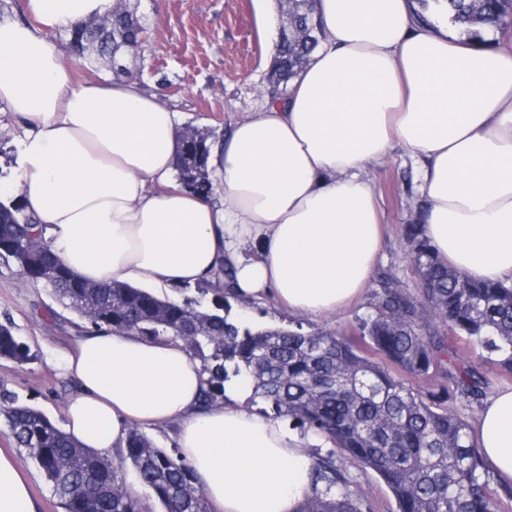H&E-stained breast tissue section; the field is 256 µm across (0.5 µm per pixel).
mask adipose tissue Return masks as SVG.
Instances as JSON below:
<instances>
[{
  "label": "adipose tissue",
  "mask_w": 512,
  "mask_h": 512,
  "mask_svg": "<svg viewBox=\"0 0 512 512\" xmlns=\"http://www.w3.org/2000/svg\"><path fill=\"white\" fill-rule=\"evenodd\" d=\"M0 16V102L19 120L13 180L79 279L163 289L231 262L241 295L330 315L360 297L382 229L364 176L401 145L421 160L419 222L436 254L481 281H512V51L464 44L412 0H316L317 49L285 96L210 143L213 192L184 189L181 120L134 80L75 83L51 33L113 0H27ZM258 243V258L239 254ZM64 370V429L123 447L131 427L173 428L212 512H295L311 493V438L237 401L201 408V366L178 341L79 330ZM478 448L512 482V389L477 413ZM0 512H40L0 451Z\"/></svg>",
  "instance_id": "ef3b65f1"
}]
</instances>
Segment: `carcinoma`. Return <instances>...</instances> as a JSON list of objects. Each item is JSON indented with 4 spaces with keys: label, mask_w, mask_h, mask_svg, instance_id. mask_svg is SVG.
<instances>
[{
    "label": "carcinoma",
    "mask_w": 512,
    "mask_h": 512,
    "mask_svg": "<svg viewBox=\"0 0 512 512\" xmlns=\"http://www.w3.org/2000/svg\"><path fill=\"white\" fill-rule=\"evenodd\" d=\"M448 22L464 41H482L512 25V0H443ZM116 0L108 15L69 34V53L97 67L112 63V35L137 45L141 31ZM314 6L295 0L288 10V36L276 48L280 69L297 74L318 44ZM208 137L183 131L176 158L180 184L210 194ZM403 240L419 278L420 297L379 280L373 313L360 319L357 344L329 330H254L230 318L238 298L234 268L224 263L197 284L199 298L182 302L117 281L86 283L52 251L39 224L14 197L0 201V257L26 268L62 306L93 327L133 332L150 340H179L197 359L202 402L226 397L225 384L250 388L247 407L329 446L313 456V490L296 512H363L347 489L336 456L375 472L388 486L397 512H501L512 502V483L498 481L485 466L468 421L448 408L463 398L479 403L492 385L486 373L459 358L448 337H462L488 354L496 376H512V282L477 281L451 269L433 251L423 226H403ZM210 306L204 307L202 303ZM0 358L23 365L30 346L0 324ZM438 375L425 392L404 377ZM0 416L8 436L24 449L50 483L66 512H210L193 471L175 448H159L139 428L130 429L116 460L76 444L40 410L19 402L0 384ZM131 469L143 497L126 480Z\"/></svg>",
    "instance_id": "obj_1"
}]
</instances>
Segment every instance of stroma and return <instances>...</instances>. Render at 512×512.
I'll use <instances>...</instances> for the list:
<instances>
[{"label":"stroma","instance_id":"35a3bbf8","mask_svg":"<svg viewBox=\"0 0 512 512\" xmlns=\"http://www.w3.org/2000/svg\"><path fill=\"white\" fill-rule=\"evenodd\" d=\"M142 18L145 39L125 71L101 66L87 70L72 64L76 80L107 82L133 79L158 94L164 105L181 115L183 126L212 134L220 140L238 120L261 111L274 89L268 81L274 51L269 32L279 31L282 6L271 0L262 10L259 0H127ZM17 117L0 104V196L15 197L11 172L16 164ZM384 226L383 244L375 276L390 274L397 285L418 293L417 274L402 239V227L415 223L423 201L418 192V161L396 145L380 163L367 170ZM373 295H365L332 316H303L305 330L334 331L357 339L360 318L371 310ZM233 317L255 329L287 326L293 316L274 298L240 299L232 304ZM77 317L61 305L42 284L26 281L14 261L0 258V323L14 327L35 355L25 365L0 359V380L21 403L63 424V407L73 381L64 371ZM0 448L15 453L27 476L41 512H65L51 486L24 449L18 448L0 420ZM370 512H397L386 484L372 471L351 460L336 461Z\"/></svg>","mask_w":512,"mask_h":512}]
</instances>
